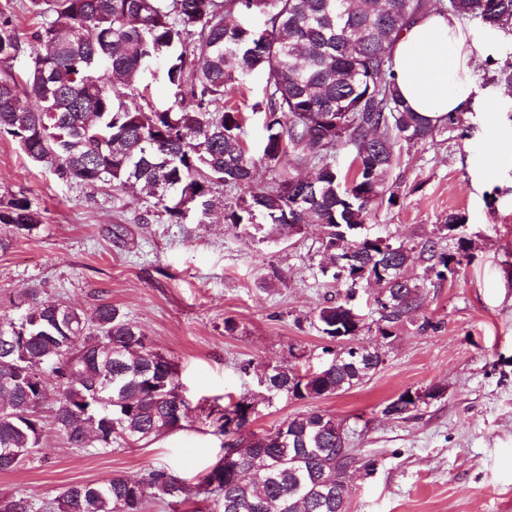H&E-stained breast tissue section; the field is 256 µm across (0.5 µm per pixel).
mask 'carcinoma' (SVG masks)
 Listing matches in <instances>:
<instances>
[{
    "label": "carcinoma",
    "instance_id": "obj_1",
    "mask_svg": "<svg viewBox=\"0 0 512 512\" xmlns=\"http://www.w3.org/2000/svg\"><path fill=\"white\" fill-rule=\"evenodd\" d=\"M260 2V28L226 16ZM39 48L24 79L0 70V137L64 181L112 189L138 184L150 206L180 224L191 211L206 224L220 210L226 224L269 242L321 227L329 256L321 273L346 286L318 309L331 341L357 335L363 314L353 288L383 285L374 297L381 319L397 324L420 306V286L399 282L413 251L362 231L371 210L396 204L387 179L402 143L433 142L460 129L462 115L432 119L411 111L394 81L391 45L428 14H451L486 30L512 34V0H29ZM20 39L0 21V63L14 60ZM163 56L169 104L150 101L147 73ZM260 74V161L288 164L272 184L254 180L244 130L249 113L232 103ZM349 151V163L337 162ZM311 167L307 179L298 169ZM234 193L217 195L219 188ZM40 223L25 196L0 202V224L31 232ZM454 252H425L454 277L468 250L465 217L440 228ZM0 461L11 472L33 457L45 432L40 410L53 400L52 430L75 448H108L119 439L152 442L182 427L192 409L175 363L148 348L142 331L110 303L88 318L58 300L31 298L21 313L0 317ZM325 358L301 371H265L268 399L333 395L361 384L382 362L376 347L322 348ZM406 390L381 410L405 419L428 400ZM255 414L243 396L213 409L228 437L224 456L204 477L205 499L219 512H338L347 477L359 462L336 437V418L310 413L263 434L246 428ZM180 491L163 468L142 480L113 476L63 488L37 505L11 496L12 512H145Z\"/></svg>",
    "mask_w": 512,
    "mask_h": 512
}]
</instances>
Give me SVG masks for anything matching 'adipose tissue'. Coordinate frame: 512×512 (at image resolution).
<instances>
[{
	"label": "adipose tissue",
	"instance_id": "obj_1",
	"mask_svg": "<svg viewBox=\"0 0 512 512\" xmlns=\"http://www.w3.org/2000/svg\"><path fill=\"white\" fill-rule=\"evenodd\" d=\"M469 40L457 17L431 15L394 43L395 83L411 111L439 118L474 108L461 78L472 56Z\"/></svg>",
	"mask_w": 512,
	"mask_h": 512
}]
</instances>
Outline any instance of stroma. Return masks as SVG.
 I'll list each match as a JSON object with an SVG mask.
<instances>
[{
  "instance_id": "stroma-1",
  "label": "stroma",
  "mask_w": 512,
  "mask_h": 512,
  "mask_svg": "<svg viewBox=\"0 0 512 512\" xmlns=\"http://www.w3.org/2000/svg\"><path fill=\"white\" fill-rule=\"evenodd\" d=\"M28 6L0 0L21 42L15 74L37 47ZM471 32L480 63L467 84L478 107L453 138L403 146L388 181L397 203L375 207L366 223L369 234L417 251L434 239L443 252L456 242L439 229L461 213L468 256L445 280L414 260L405 273L424 301L386 337L376 288L358 286L366 319L351 343L379 347L383 361L367 381L331 396L271 401L258 383L269 366L317 365L327 344L315 314L342 287L321 274L319 226L260 243L215 219L173 224L149 211L140 190L59 180L0 138V199L25 195L40 215L29 233L0 225V315L34 296L88 314L110 302L174 361L192 408L184 428L147 444L74 448L47 433L35 457L0 472V496L47 502L71 483L139 479L161 467L183 491L176 508L157 503L147 512H196L201 480L224 456L225 437L204 411L245 395L259 434L313 412L342 421L363 460L346 512H512V92L493 80L512 62V35ZM487 100L495 111H485ZM436 386L442 397L409 418L382 415L405 390Z\"/></svg>"
}]
</instances>
